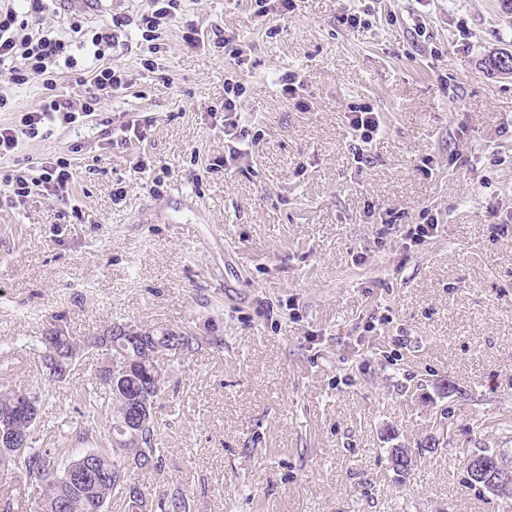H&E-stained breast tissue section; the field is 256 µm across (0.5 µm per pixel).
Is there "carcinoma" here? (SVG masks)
<instances>
[{"instance_id": "carcinoma-1", "label": "carcinoma", "mask_w": 512, "mask_h": 512, "mask_svg": "<svg viewBox=\"0 0 512 512\" xmlns=\"http://www.w3.org/2000/svg\"><path fill=\"white\" fill-rule=\"evenodd\" d=\"M488 72L492 75L512 74V53H498L488 59ZM147 348H131L129 353L141 359L138 366L147 374H161V379L150 384L148 402L154 403L164 390L169 374L159 371V354L171 350H191L192 338L177 332L142 331ZM139 386L112 389L100 382L94 383L89 393V405L109 408L112 416L111 434H116L117 419L125 400L134 396ZM35 437L29 436L24 453L10 465L29 477L43 481L44 490L41 512H106L112 496L119 493L121 485L113 477L116 469L125 476L131 470L149 469L156 465L159 448L156 442V425L148 418L140 429L139 444L135 448H87L80 453L71 448H37ZM159 512H189L187 498L176 490L158 500Z\"/></svg>"}]
</instances>
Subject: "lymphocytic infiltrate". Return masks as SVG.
<instances>
[{
	"mask_svg": "<svg viewBox=\"0 0 512 512\" xmlns=\"http://www.w3.org/2000/svg\"><path fill=\"white\" fill-rule=\"evenodd\" d=\"M52 2L0 0V82L15 88L35 82L44 90L38 103L27 108L17 107L11 97L0 93V112L16 115L14 122L0 125V159L15 153L23 141H46L58 130L82 127L112 98L132 88L128 72L112 63L113 50L128 41L129 27H136L147 43L143 69L151 73L161 70L167 32L183 14V0H150L147 10L113 18L111 24L99 28L73 21L68 34L62 35L43 23ZM181 39L192 50L221 49L233 63L224 74V100L209 112L214 125L224 131V155L209 162L206 169L235 172L259 137L244 112L250 90L240 72L249 61L248 55L235 35L216 27L187 24ZM65 82L82 86L83 95L66 97L59 89ZM346 119L360 143L353 160L364 164L365 145L384 133L381 115L371 104L363 103L353 106ZM74 176L71 160L63 156L44 158L32 171L9 170L0 176V204L16 206L36 189L64 195Z\"/></svg>",
	"mask_w": 512,
	"mask_h": 512,
	"instance_id": "lymphocytic-infiltrate-1",
	"label": "lymphocytic infiltrate"
}]
</instances>
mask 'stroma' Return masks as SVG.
<instances>
[{"mask_svg": "<svg viewBox=\"0 0 512 512\" xmlns=\"http://www.w3.org/2000/svg\"><path fill=\"white\" fill-rule=\"evenodd\" d=\"M352 4L295 0L270 37L248 0H185L187 18L250 50V170L204 174L224 154L207 112L229 61L184 50L175 31L163 73L142 70L140 32L112 56L137 85L105 112L148 117L147 141L111 148L93 120L0 160L68 154L76 168L69 200L39 193L0 211V390L39 396L42 447L110 439L84 400L105 349L55 383L42 336L129 323L208 339L163 358L161 461L133 475L149 500L178 488L190 512H512L463 466L481 448L512 455V76L485 69L512 49V14L499 0H432L416 42L414 0H381L372 24L339 28ZM288 70L307 75L309 109L282 97ZM364 102L386 132L360 168L345 114ZM495 148L504 164L470 167ZM144 154L153 166L136 172ZM73 201L88 223L63 222ZM425 207L442 228L411 243ZM372 208L402 218L380 224ZM400 446L422 452L404 478L388 460Z\"/></svg>", "mask_w": 512, "mask_h": 512, "instance_id": "35a3bbf8", "label": "stroma"}]
</instances>
